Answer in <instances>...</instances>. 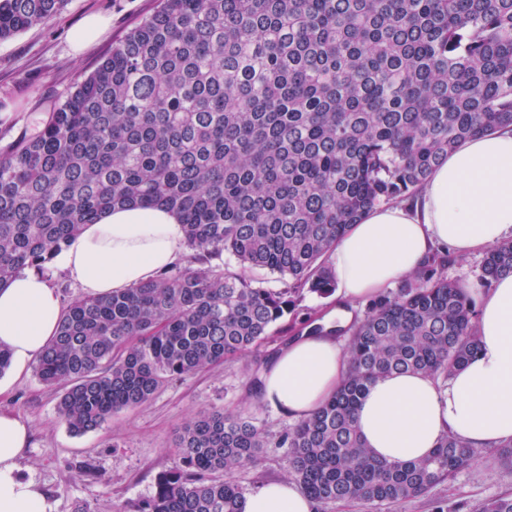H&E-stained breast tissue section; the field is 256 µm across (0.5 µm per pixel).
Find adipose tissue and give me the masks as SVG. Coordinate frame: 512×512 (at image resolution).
<instances>
[{
    "instance_id": "obj_1",
    "label": "adipose tissue",
    "mask_w": 512,
    "mask_h": 512,
    "mask_svg": "<svg viewBox=\"0 0 512 512\" xmlns=\"http://www.w3.org/2000/svg\"><path fill=\"white\" fill-rule=\"evenodd\" d=\"M183 224L170 211L130 206L83 225L58 267L91 297L119 293L180 262ZM512 240V128L464 141L426 179L414 200L376 206L349 227L328 258L336 284L334 317L348 327L359 307L416 273L435 251L483 255ZM58 292L35 270L0 288V345L15 373L36 361L55 336ZM476 355L441 382L418 372L392 373L369 387L356 411L360 435L389 462L427 457L448 434L475 448L512 441V275L478 298ZM349 369L336 333L303 332L263 371L255 397L298 421L318 411ZM27 424L0 410V512H50L40 487L19 474ZM245 512H316L294 483H264Z\"/></svg>"
}]
</instances>
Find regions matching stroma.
<instances>
[{
    "label": "stroma",
    "mask_w": 512,
    "mask_h": 512,
    "mask_svg": "<svg viewBox=\"0 0 512 512\" xmlns=\"http://www.w3.org/2000/svg\"><path fill=\"white\" fill-rule=\"evenodd\" d=\"M158 0H67L48 22L0 41V148L19 134L36 135L53 109L82 76L93 71ZM106 18L105 32L81 54H73L72 33L83 18ZM286 342H268L195 375L172 380L148 403L118 412L98 430L71 434L59 419V388L27 370L0 394V407L14 411L30 426L32 439L19 460L20 474L45 492L51 512H119L122 504L153 496L160 474L176 461L175 437L192 413L224 410L253 417L270 437L289 422L270 407H254L250 393L275 351ZM286 451L262 449L256 464L232 472L243 494L264 481L285 476ZM512 493V471L478 462L397 506L396 512H473L491 497Z\"/></svg>",
    "instance_id": "35a3bbf8"
}]
</instances>
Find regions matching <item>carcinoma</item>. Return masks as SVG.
Here are the masks:
<instances>
[{
  "label": "carcinoma",
  "instance_id": "obj_1",
  "mask_svg": "<svg viewBox=\"0 0 512 512\" xmlns=\"http://www.w3.org/2000/svg\"><path fill=\"white\" fill-rule=\"evenodd\" d=\"M66 0H0V40ZM512 127V0H159L53 109L0 150V287L38 271L106 209L164 207L191 261L63 311L35 363L64 383L58 414L82 435L149 402L170 380L220 365L271 335L304 290H335L327 258L367 210L415 196L468 138ZM226 252L231 272L208 263ZM456 259L436 253L347 332L337 393L275 442L251 418L188 419L178 462L130 512H244L224 473L287 448V476L322 505L392 510L512 442L447 435L426 459L377 460L356 424L368 386L393 372L448 379L478 350ZM280 276L267 288L251 272ZM512 274V241L480 281ZM475 512H512V495Z\"/></svg>",
  "mask_w": 512,
  "mask_h": 512
}]
</instances>
